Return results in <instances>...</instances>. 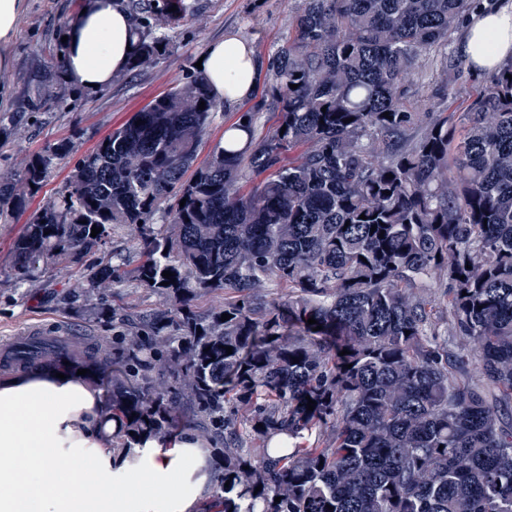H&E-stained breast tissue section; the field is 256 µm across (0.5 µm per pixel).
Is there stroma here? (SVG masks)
Here are the masks:
<instances>
[{
	"instance_id": "stroma-1",
	"label": "stroma",
	"mask_w": 512,
	"mask_h": 512,
	"mask_svg": "<svg viewBox=\"0 0 512 512\" xmlns=\"http://www.w3.org/2000/svg\"><path fill=\"white\" fill-rule=\"evenodd\" d=\"M83 0H27L10 47L11 69L0 70V89L9 99L0 105L8 116V135L0 149V174L20 172L29 158L61 139L77 137L88 152L135 112L195 72L207 45L234 36L247 42L259 58L288 37L301 0H196L197 17L174 38L170 52L136 76L118 74L108 86L86 89L73 83L38 85L39 76L55 69L54 53L67 24ZM486 77L457 58L438 52L421 57L410 78V102L416 111H431L441 83H450L455 106H467ZM16 213L0 222V358L23 329L38 325L55 330L57 339L90 346L111 341L124 320L136 313L163 309L162 299L141 287L136 268L140 255L129 228L118 226L103 248L70 264L35 270L22 286L12 280L13 244L28 222ZM111 260L123 263V282L105 289L108 308L95 317L69 301L88 269Z\"/></svg>"
}]
</instances>
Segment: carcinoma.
<instances>
[{"mask_svg": "<svg viewBox=\"0 0 512 512\" xmlns=\"http://www.w3.org/2000/svg\"><path fill=\"white\" fill-rule=\"evenodd\" d=\"M479 5L302 0L259 100L203 163L218 103L193 73L93 150L61 140L0 179L1 219L75 159L14 242L15 284L127 226L165 305L117 351L55 340L22 367L90 370L115 453L213 444L219 512H512V62L463 112L408 103L418 59ZM127 14L135 75L196 4L128 0ZM120 279L109 261L78 297L101 312L99 285ZM216 292L222 312L197 310Z\"/></svg>", "mask_w": 512, "mask_h": 512, "instance_id": "obj_1", "label": "carcinoma"}]
</instances>
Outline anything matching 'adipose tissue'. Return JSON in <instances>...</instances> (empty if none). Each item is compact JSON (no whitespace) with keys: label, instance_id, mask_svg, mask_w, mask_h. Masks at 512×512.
Instances as JSON below:
<instances>
[{"label":"adipose tissue","instance_id":"1","mask_svg":"<svg viewBox=\"0 0 512 512\" xmlns=\"http://www.w3.org/2000/svg\"><path fill=\"white\" fill-rule=\"evenodd\" d=\"M84 7L67 29L64 70L75 85L103 87L124 70L131 32L119 0ZM459 41L473 71L511 61L512 0L470 14ZM202 58L216 99L230 107L250 95L258 63L244 41L211 43ZM116 427L101 392L79 375L46 370L0 380V512H195L207 481L200 442L154 443L132 460L112 452Z\"/></svg>","mask_w":512,"mask_h":512}]
</instances>
